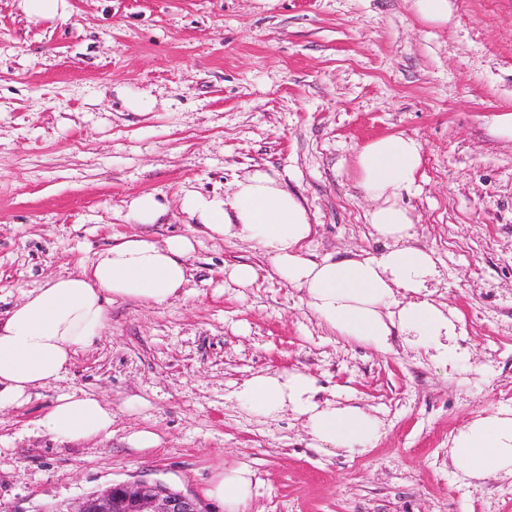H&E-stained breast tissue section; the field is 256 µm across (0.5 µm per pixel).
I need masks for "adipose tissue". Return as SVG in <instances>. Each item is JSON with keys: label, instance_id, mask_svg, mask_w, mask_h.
<instances>
[{"label": "adipose tissue", "instance_id": "adipose-tissue-1", "mask_svg": "<svg viewBox=\"0 0 512 512\" xmlns=\"http://www.w3.org/2000/svg\"><path fill=\"white\" fill-rule=\"evenodd\" d=\"M421 164V146L409 136L375 138L357 150L358 185L374 203L368 222L386 243L375 254L310 258L305 243L313 226L306 207L262 170L237 180L222 196L186 194L182 208L201 233L254 243L282 279L304 290L308 308L338 335L384 352L398 333L436 365L456 369L468 364L470 354L457 342L455 317L431 298L441 276L436 258L410 246L413 215L398 201L414 187ZM193 249L186 235L162 245L143 234L120 235L80 273L26 294L0 318V406H23L33 390L58 379L78 350L107 328L114 302L150 306L178 296L189 283ZM318 393L313 377L291 370L253 377L242 396L261 415L287 410L303 419L323 448L362 451L380 438L378 418L356 405L319 400ZM36 425L61 442L88 441L111 434L112 409L90 393L63 394ZM449 454L470 479L512 475V409L473 418L453 437ZM251 486L250 471L237 468L218 474L209 495L226 512H240Z\"/></svg>", "mask_w": 512, "mask_h": 512}]
</instances>
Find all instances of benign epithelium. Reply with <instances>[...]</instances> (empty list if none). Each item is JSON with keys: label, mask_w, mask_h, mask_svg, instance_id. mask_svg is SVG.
I'll return each instance as SVG.
<instances>
[{"label": "benign epithelium", "mask_w": 512, "mask_h": 512, "mask_svg": "<svg viewBox=\"0 0 512 512\" xmlns=\"http://www.w3.org/2000/svg\"><path fill=\"white\" fill-rule=\"evenodd\" d=\"M76 512H205L200 502L158 482L115 483L86 496Z\"/></svg>", "instance_id": "7a95c632"}]
</instances>
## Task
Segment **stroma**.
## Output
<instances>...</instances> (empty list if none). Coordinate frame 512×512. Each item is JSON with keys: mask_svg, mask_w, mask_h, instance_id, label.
<instances>
[{"mask_svg": "<svg viewBox=\"0 0 512 512\" xmlns=\"http://www.w3.org/2000/svg\"><path fill=\"white\" fill-rule=\"evenodd\" d=\"M33 22L0 0V312L78 272L112 237L194 235L193 277L160 305L113 304L111 325L61 378L0 407V512H75L113 483L158 480L225 512L211 480L254 474L242 512H512V476L473 483L448 455L474 416L512 409V0H68ZM415 138L422 165L398 200L413 245L442 273L467 371L437 368L402 337L387 352L338 336L268 257L193 234L187 192H231L267 171L308 209L311 258L381 250L356 184L357 149ZM150 193L157 223L129 204ZM257 281L229 283L227 265ZM316 379L383 423L361 452L316 447L291 412L255 413L257 374ZM112 407L111 435L60 443L35 427L56 397ZM148 429L160 443L133 448ZM416 12L424 20L443 24L448 21V0H412ZM224 274H227L228 279L242 288L252 286L257 279V269L246 262L225 267Z\"/></svg>", "mask_w": 512, "mask_h": 512, "instance_id": "35a3bbf8", "label": "stroma"}]
</instances>
